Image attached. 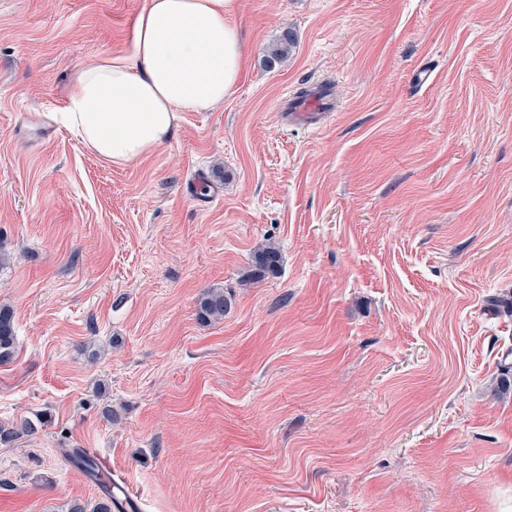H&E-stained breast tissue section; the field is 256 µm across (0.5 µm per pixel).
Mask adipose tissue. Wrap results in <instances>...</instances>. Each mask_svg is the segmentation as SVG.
Segmentation results:
<instances>
[{"label": "adipose tissue", "mask_w": 512, "mask_h": 512, "mask_svg": "<svg viewBox=\"0 0 512 512\" xmlns=\"http://www.w3.org/2000/svg\"><path fill=\"white\" fill-rule=\"evenodd\" d=\"M235 11L236 0H146L131 53L76 71L55 120L112 164L151 155L180 113L211 110L235 92L243 62Z\"/></svg>", "instance_id": "adipose-tissue-1"}]
</instances>
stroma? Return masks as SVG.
Masks as SVG:
<instances>
[{
	"instance_id": "stroma-1",
	"label": "stroma",
	"mask_w": 512,
	"mask_h": 512,
	"mask_svg": "<svg viewBox=\"0 0 512 512\" xmlns=\"http://www.w3.org/2000/svg\"><path fill=\"white\" fill-rule=\"evenodd\" d=\"M143 4L0 0V423L49 416L0 446V512L94 504L66 448L110 457L142 512H498L512 0H238L235 93L117 167L52 114L131 53ZM317 84L333 111L292 121ZM210 288L230 308L205 323ZM16 340L14 311L9 306H0V362L13 357Z\"/></svg>"
}]
</instances>
